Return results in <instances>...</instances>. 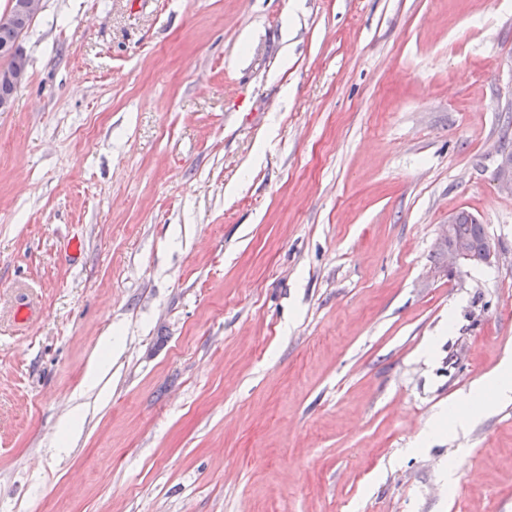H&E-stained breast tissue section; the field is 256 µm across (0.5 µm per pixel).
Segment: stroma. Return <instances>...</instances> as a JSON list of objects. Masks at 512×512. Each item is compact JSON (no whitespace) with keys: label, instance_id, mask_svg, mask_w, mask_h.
Masks as SVG:
<instances>
[{"label":"stroma","instance_id":"stroma-1","mask_svg":"<svg viewBox=\"0 0 512 512\" xmlns=\"http://www.w3.org/2000/svg\"><path fill=\"white\" fill-rule=\"evenodd\" d=\"M23 46L0 512H512V401L427 432L512 350V0H43ZM500 156L495 181L501 192L512 195V153L509 150H501ZM451 217L455 221L454 225L457 239L464 242L467 247L465 253L466 258L464 259V252L461 249H448V251L444 253V256L448 255V269L445 267L442 271H448V273L452 272L456 264L463 261V259L477 263L486 262L488 260V252L490 260L494 255V251L492 246L490 244L488 245L489 241L483 224H479L477 219L466 211H460ZM454 225L451 220H448V224L441 225L438 238L439 243L452 236Z\"/></svg>","mask_w":512,"mask_h":512}]
</instances>
